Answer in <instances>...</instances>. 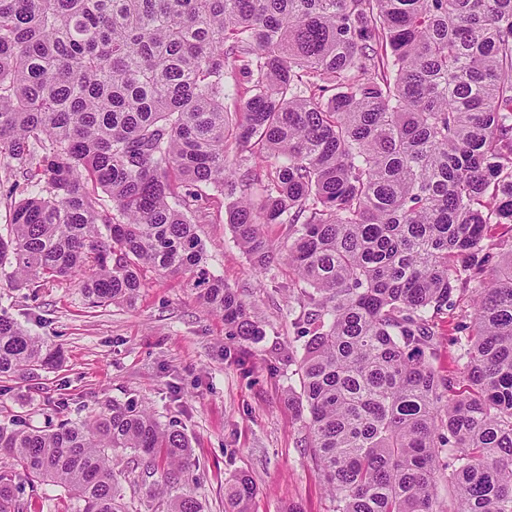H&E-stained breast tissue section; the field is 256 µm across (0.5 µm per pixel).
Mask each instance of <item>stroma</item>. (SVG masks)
I'll return each mask as SVG.
<instances>
[{"label":"stroma","instance_id":"1","mask_svg":"<svg viewBox=\"0 0 512 512\" xmlns=\"http://www.w3.org/2000/svg\"><path fill=\"white\" fill-rule=\"evenodd\" d=\"M215 274L234 288L264 334L243 340L224 333L221 316L202 307L182 277L148 269L134 306L88 307L68 282L14 288L0 278L5 312L62 353L58 367L32 379L0 381V423L20 417L77 419L112 400H135L161 423L177 424L193 449L194 492L205 512H224V485L247 475L256 492L249 512H333L335 502L308 449L304 422L288 402L299 391L284 359L296 344L288 268L255 270L226 223L224 197L214 195L198 224ZM461 304L438 322L437 372L462 374ZM25 512H73L62 488H24Z\"/></svg>","mask_w":512,"mask_h":512}]
</instances>
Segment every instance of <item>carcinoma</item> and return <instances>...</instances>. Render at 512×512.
Returning a JSON list of instances; mask_svg holds the SVG:
<instances>
[{
	"mask_svg": "<svg viewBox=\"0 0 512 512\" xmlns=\"http://www.w3.org/2000/svg\"><path fill=\"white\" fill-rule=\"evenodd\" d=\"M235 100V112L224 100ZM0 273L132 305L185 278L232 336L263 335L212 272L209 191L253 266L286 228L305 428L336 512H512V0H0ZM463 380L435 371L437 320L467 294ZM60 351L0 315V379ZM130 451L126 470L112 452ZM173 424L112 401L45 429L0 426L15 478L74 512H134L189 483ZM448 502L439 498V484ZM252 481L225 488L248 512ZM168 512H202L190 491Z\"/></svg>",
	"mask_w": 512,
	"mask_h": 512,
	"instance_id": "cac0c4a2",
	"label": "carcinoma"
}]
</instances>
